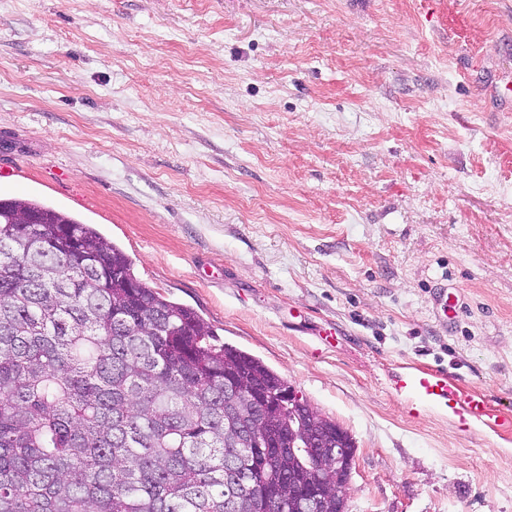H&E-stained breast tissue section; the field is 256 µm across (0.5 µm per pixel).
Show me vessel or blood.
Listing matches in <instances>:
<instances>
[{"label": "vessel or blood", "mask_w": 512, "mask_h": 512, "mask_svg": "<svg viewBox=\"0 0 512 512\" xmlns=\"http://www.w3.org/2000/svg\"><path fill=\"white\" fill-rule=\"evenodd\" d=\"M393 385L396 391L409 395L412 410L445 406L458 416L462 427L474 421H489L497 429H512V420L493 417L486 393L461 386L447 371L411 367L399 373Z\"/></svg>", "instance_id": "b4317fda"}]
</instances>
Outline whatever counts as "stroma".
<instances>
[{
  "label": "stroma",
  "mask_w": 512,
  "mask_h": 512,
  "mask_svg": "<svg viewBox=\"0 0 512 512\" xmlns=\"http://www.w3.org/2000/svg\"><path fill=\"white\" fill-rule=\"evenodd\" d=\"M0 196L348 431V512H512V432L393 388L512 417V0H0ZM393 385L396 391L409 395L411 411L447 406L464 428L473 421L486 422L494 417L486 393L461 386L446 370L411 367L399 373Z\"/></svg>",
  "instance_id": "stroma-1"
}]
</instances>
